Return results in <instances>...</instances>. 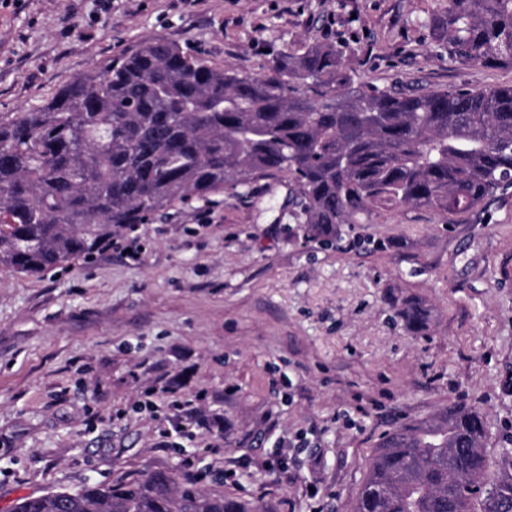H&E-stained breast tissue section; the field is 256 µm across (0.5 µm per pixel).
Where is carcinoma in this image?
<instances>
[{
	"mask_svg": "<svg viewBox=\"0 0 512 512\" xmlns=\"http://www.w3.org/2000/svg\"><path fill=\"white\" fill-rule=\"evenodd\" d=\"M434 35L455 60L512 68V0H448ZM278 174L299 192L304 235L322 243L403 206L461 221L512 186V85L380 89L335 43L278 53L248 76L152 38L37 107L0 113V271L45 275L177 202ZM484 438L465 406L387 432L352 512H470L489 469ZM489 500V512H512V484ZM13 512L266 510L159 469L25 497Z\"/></svg>",
	"mask_w": 512,
	"mask_h": 512,
	"instance_id": "1",
	"label": "carcinoma"
}]
</instances>
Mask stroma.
<instances>
[{"label": "stroma", "mask_w": 512, "mask_h": 512, "mask_svg": "<svg viewBox=\"0 0 512 512\" xmlns=\"http://www.w3.org/2000/svg\"><path fill=\"white\" fill-rule=\"evenodd\" d=\"M445 5L0 0V113L157 35L242 74L342 42L379 88L511 84L436 49ZM296 196L258 176L122 232L137 258L0 272V512L156 469L271 512H351L382 435L453 406L483 416L490 483L512 480V190L455 224L426 208L346 224L328 247L297 235ZM190 409L204 425L176 429Z\"/></svg>", "instance_id": "1"}]
</instances>
